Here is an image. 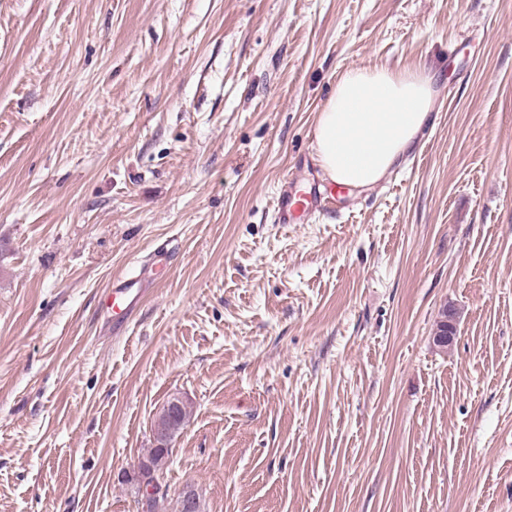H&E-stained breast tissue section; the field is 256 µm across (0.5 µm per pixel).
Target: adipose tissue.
Returning <instances> with one entry per match:
<instances>
[{
	"instance_id": "1",
	"label": "adipose tissue",
	"mask_w": 512,
	"mask_h": 512,
	"mask_svg": "<svg viewBox=\"0 0 512 512\" xmlns=\"http://www.w3.org/2000/svg\"><path fill=\"white\" fill-rule=\"evenodd\" d=\"M435 97V78L424 72L347 68L314 128L322 173L359 190L385 179L414 147Z\"/></svg>"
}]
</instances>
